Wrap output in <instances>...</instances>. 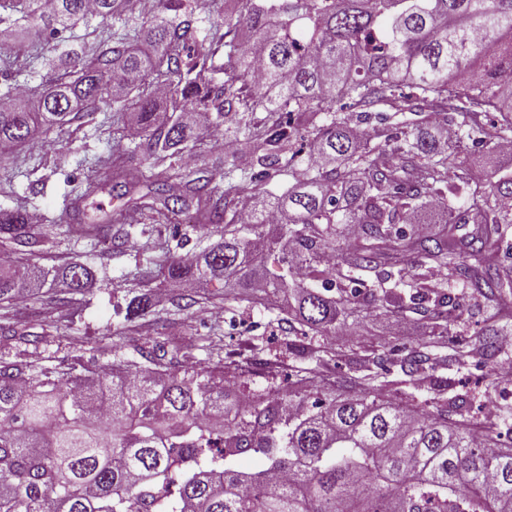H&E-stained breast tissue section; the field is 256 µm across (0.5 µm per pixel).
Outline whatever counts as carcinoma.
Instances as JSON below:
<instances>
[{"label":"carcinoma","instance_id":"obj_1","mask_svg":"<svg viewBox=\"0 0 512 512\" xmlns=\"http://www.w3.org/2000/svg\"><path fill=\"white\" fill-rule=\"evenodd\" d=\"M127 2L53 0L45 11L39 0H0V21L39 20L51 35L89 13L120 24L95 35L79 67L28 50L51 80L32 90L37 110L0 106V144L19 150L39 130L80 127L110 100L112 155L97 158L73 219L113 180L139 195L148 218L190 217L219 233L190 263L166 242L152 247L118 306L126 327L154 312V283L188 282L204 292L178 298L179 312L262 304L290 332L334 336L364 318L365 305L395 321L415 310L427 339L380 372L366 355L290 342L295 380L257 397L239 391L253 374L249 359L176 370L154 349L92 371L0 361V512H512V448L501 431L512 405L479 419L441 393L424 403L389 398L438 364L490 363L500 337L512 336V318L497 309L512 173L468 162L474 148L512 143V0H235L237 17L196 50L194 0H160L161 13L139 27ZM240 25L252 42H241ZM163 85L170 115L161 126ZM190 112L206 125L185 119ZM221 128L246 160L226 154L222 186L203 171L182 175V158L206 152ZM299 140L308 146L300 173ZM130 153L148 169L125 170ZM284 174L285 192L262 191ZM338 224L357 232L338 234ZM417 224L443 228L421 233ZM459 224L473 229L459 236ZM58 229L73 225L34 230L25 207H0L5 252ZM436 271L489 307L478 349L444 347L453 299L429 283ZM361 273L376 276L366 295L345 286L364 283ZM50 274L67 284L71 322L81 320L91 271L78 255L51 272L29 266L22 279L0 258V302ZM409 282L416 291L407 295ZM214 283L232 295L210 291ZM31 339L0 321V342ZM339 361L345 377L313 385L316 368ZM305 387L316 395L310 407ZM252 452L266 461L247 472L239 462Z\"/></svg>","mask_w":512,"mask_h":512}]
</instances>
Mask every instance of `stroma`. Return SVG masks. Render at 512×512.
<instances>
[{
    "instance_id": "1",
    "label": "stroma",
    "mask_w": 512,
    "mask_h": 512,
    "mask_svg": "<svg viewBox=\"0 0 512 512\" xmlns=\"http://www.w3.org/2000/svg\"><path fill=\"white\" fill-rule=\"evenodd\" d=\"M84 32L85 27L80 24L64 36L53 38L34 22L22 28L0 23V57L16 54L18 46L35 45L48 54L73 50L84 58L92 51L90 42L83 39ZM111 146V135L95 124L85 126L82 137L74 141L63 133L36 134L19 155L0 154V207L21 202L28 212L40 213L42 223H68L70 203L90 172V159ZM35 177L45 183L37 194L29 187ZM132 212L125 199L109 189L97 196L89 210L96 220L112 223L115 249L108 265H101L94 246L76 233L51 238L40 253L33 255V262L48 269L61 265L68 256L83 255L94 274L93 286L85 297L83 318L81 323L66 327V306L50 307L42 304L37 296H28L24 302L9 308L8 317L36 335L37 341L0 344V360L59 368L80 362L94 368L134 348L162 345L169 350L179 349L175 365L187 361L204 365L214 353L222 357L247 356L248 342L256 340L263 346V358L287 362L285 326L267 309L235 305L225 310L223 319L218 322L207 310L174 314L170 311L173 289L169 286L161 288L154 314L141 323L135 334H120L115 309L126 291L124 276L134 270L136 263L145 262L148 254L143 244L156 230L155 225L147 221L131 224ZM444 291L460 304L448 328L446 342H477L485 331L487 313L483 299L471 295L459 280L448 282ZM422 332L421 315L411 312L407 315L405 330L400 333L392 331L391 322L385 316L374 315L365 321L360 332L340 335L333 340L314 335L310 341L316 346L333 341L347 350L369 349L382 354L389 363L416 348ZM487 374L486 367L473 362L463 366L440 365L427 371L415 396L420 401L433 398L442 381L449 380L453 383V393L466 396L474 405L499 400L504 383L488 382Z\"/></svg>"
}]
</instances>
